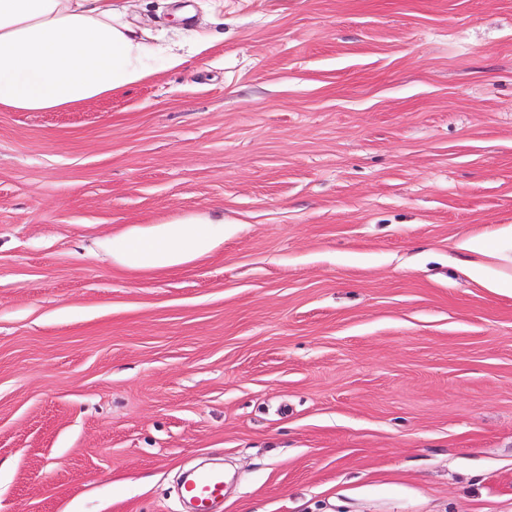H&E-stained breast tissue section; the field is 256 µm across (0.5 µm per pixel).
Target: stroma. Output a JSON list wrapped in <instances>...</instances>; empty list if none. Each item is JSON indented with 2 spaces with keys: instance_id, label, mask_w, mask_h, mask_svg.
<instances>
[{
  "instance_id": "35a3bbf8",
  "label": "stroma",
  "mask_w": 512,
  "mask_h": 512,
  "mask_svg": "<svg viewBox=\"0 0 512 512\" xmlns=\"http://www.w3.org/2000/svg\"><path fill=\"white\" fill-rule=\"evenodd\" d=\"M130 0L208 48L0 110V512H512V0ZM223 219L211 256L103 240ZM223 223L197 220L154 224L112 236L101 245L112 249V258L126 269L175 272L188 262L211 254L223 243ZM460 250L481 254L492 263H471L470 276L485 288L512 290V226L497 229L486 236L465 237L459 241ZM184 495L198 508H206L209 502L224 496V471L201 474L184 486Z\"/></svg>"
}]
</instances>
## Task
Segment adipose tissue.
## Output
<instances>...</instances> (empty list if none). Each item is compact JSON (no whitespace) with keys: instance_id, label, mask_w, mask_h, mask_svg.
I'll return each mask as SVG.
<instances>
[{"instance_id":"obj_1","label":"adipose tissue","mask_w":512,"mask_h":512,"mask_svg":"<svg viewBox=\"0 0 512 512\" xmlns=\"http://www.w3.org/2000/svg\"><path fill=\"white\" fill-rule=\"evenodd\" d=\"M127 11L125 0H0V109H70L186 63L148 44ZM223 241V224L197 220L133 229L103 246L126 269L175 272ZM458 247L480 254L469 267L476 282L512 289L511 225Z\"/></svg>"}]
</instances>
